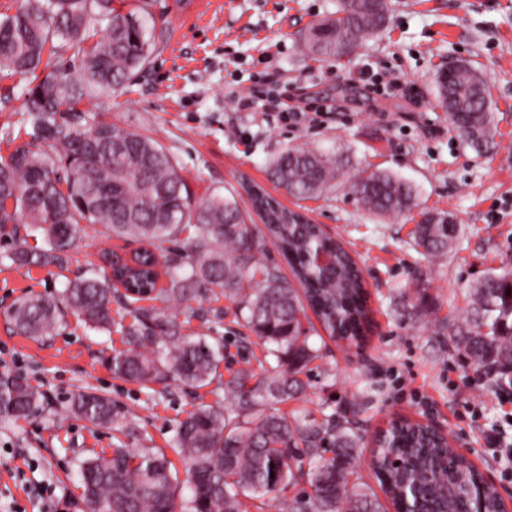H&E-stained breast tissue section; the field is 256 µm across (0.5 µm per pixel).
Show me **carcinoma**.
I'll return each mask as SVG.
<instances>
[{"label":"carcinoma","mask_w":512,"mask_h":512,"mask_svg":"<svg viewBox=\"0 0 512 512\" xmlns=\"http://www.w3.org/2000/svg\"><path fill=\"white\" fill-rule=\"evenodd\" d=\"M388 0H338L334 13L313 23L299 49L319 59L351 52L388 21ZM107 22L98 35L97 24ZM142 7L115 0H18L0 18V77L29 76L22 127L29 142L0 159V224L14 223L9 255L19 268L64 261L82 222L107 224L110 236L143 243L126 260L105 250L101 271L66 284L56 298L32 295L7 311L27 336H54L67 310L89 328L120 326L128 348L112 357V373L143 387L170 380L204 388L224 362V343L191 336L164 305L223 296L264 347L258 375L238 370L224 382V398L201 405L180 421L171 448L181 458L189 489L185 512H247L242 498L259 499L306 477L310 492L289 512H385L377 494L351 477L360 438L347 412L282 413L274 405L304 393L301 375L321 358L303 325L310 307L332 338L357 341L368 323L360 268L344 243L260 187L247 192L266 234L256 233L233 197L215 193L202 204L171 156L152 138L104 122L80 107L100 91H117L149 57ZM72 49L76 67L57 55ZM437 100L454 128L475 148L495 144L488 85L471 63L437 73ZM48 143L53 153L39 147ZM335 156L288 148L271 165L278 187L296 199L333 186ZM360 206L377 217L417 207L413 187L380 169L352 182ZM415 224V250L448 252L458 232L450 212L425 211ZM43 245H32L30 237ZM284 256L296 282L266 257V241ZM323 253L329 263L320 266ZM166 277L168 286H158ZM471 318L454 330L456 344L495 377L512 374V268L481 280L469 292ZM144 300L162 306L139 305ZM117 302L129 324L112 315ZM42 390L19 376H0V420L45 410ZM67 411L94 427L133 433L131 414L104 394L80 390ZM375 475L397 512H499L496 489L478 468L422 423L393 421L372 450ZM402 466L384 465L387 456ZM308 471H303V467ZM83 496L77 512H175L177 471L165 453L120 446L112 457L81 462ZM482 484L471 501L454 490Z\"/></svg>","instance_id":"carcinoma-1"}]
</instances>
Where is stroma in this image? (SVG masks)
<instances>
[{
  "mask_svg": "<svg viewBox=\"0 0 512 512\" xmlns=\"http://www.w3.org/2000/svg\"><path fill=\"white\" fill-rule=\"evenodd\" d=\"M145 2L159 26L148 62L124 89L88 99L85 109L157 141L195 201L233 194L246 209L241 185L258 184L343 240L363 270L364 339H326L309 388L283 410L353 412L369 441L397 418L439 424L512 499V383L488 380L449 334L470 315V287L512 264V0H390L380 32L347 56L322 62L303 55L298 40L335 11L337 0H213L200 17L186 11V0ZM460 60L479 68L489 85L495 149L468 145L438 105L436 74ZM285 83L291 98L273 102ZM25 88L24 77L0 79V156L26 140ZM324 100L337 109L323 121L294 119L295 106ZM293 146L342 155L336 187L304 201L277 188L270 164ZM366 167L409 182L418 210L379 220L360 208L349 180ZM429 210L453 212L459 232L447 254L426 258L414 249L412 231ZM10 245L0 233V373L40 387L47 408L0 425V507L74 512L81 461L124 443L169 448L178 422L199 403L216 401L222 377L259 340L228 300L209 304L221 315L217 324L192 317V304L171 305L168 313L185 333L224 337L226 360L210 388L173 381L151 392L113 375L120 333L89 329L69 315L41 341L18 334L6 316L21 296L56 294L100 266L102 250L125 256L131 244L108 237L104 225L83 224L65 263L22 269L8 259ZM82 387L122 405L134 418V437L69 416L65 406Z\"/></svg>",
  "mask_w": 512,
  "mask_h": 512,
  "instance_id": "stroma-1",
  "label": "stroma"
}]
</instances>
